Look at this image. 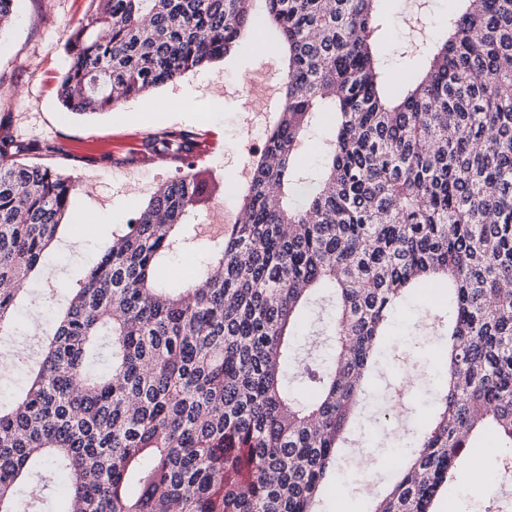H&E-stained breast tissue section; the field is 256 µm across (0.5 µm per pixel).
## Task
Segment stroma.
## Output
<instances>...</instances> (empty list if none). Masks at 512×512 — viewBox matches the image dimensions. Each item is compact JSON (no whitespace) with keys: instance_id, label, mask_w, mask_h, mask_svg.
Masks as SVG:
<instances>
[{"instance_id":"obj_1","label":"stroma","mask_w":512,"mask_h":512,"mask_svg":"<svg viewBox=\"0 0 512 512\" xmlns=\"http://www.w3.org/2000/svg\"><path fill=\"white\" fill-rule=\"evenodd\" d=\"M460 0H380L383 25L376 49L389 73L412 82L422 70L421 51L440 34ZM89 9V0H20L11 27L0 34V113L10 116L9 131L21 140L51 142L57 152L39 163L59 168L80 182L72 212L91 222L89 235L64 233L52 246L48 267L64 281L90 265L104 250L114 229L128 223L154 188L175 176L174 160L138 155L142 140L158 130H189L210 145L205 165L219 169L226 191L196 213L200 232L217 235L235 219L246 182L247 132L262 134L276 117L279 83L285 65L279 46L258 53L244 43L235 55L156 89L149 98L126 102L108 113L85 116L62 111L55 84L65 65L63 44ZM259 78L246 85L248 76ZM400 373L384 370L372 385L362 414L363 452L383 457L377 442L386 430L377 410L395 393ZM471 462L456 471L458 496L440 498L436 512H497L512 493H475L468 487Z\"/></svg>"}]
</instances>
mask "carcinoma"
Here are the masks:
<instances>
[{
  "mask_svg": "<svg viewBox=\"0 0 512 512\" xmlns=\"http://www.w3.org/2000/svg\"><path fill=\"white\" fill-rule=\"evenodd\" d=\"M56 85L94 115L220 60L244 35L288 51L281 111L248 154L240 215L222 239L186 217L206 191L190 131L139 152L186 163L69 286L26 390L0 406V512H42L55 471L61 512H321L334 476L362 494L374 461L352 422L377 366L421 373L430 412L384 442L401 465L367 512H434L458 464L488 437L512 459V0H461L418 81L391 95L375 49L378 0H90ZM333 121L321 171L306 133ZM0 137V337L44 267L78 181ZM180 252L196 276L163 275ZM333 292L334 360L301 336L303 309ZM423 296L405 343L396 312ZM112 365L88 373L98 339ZM40 477L24 499L15 487Z\"/></svg>",
  "mask_w": 512,
  "mask_h": 512,
  "instance_id": "1",
  "label": "carcinoma"
}]
</instances>
